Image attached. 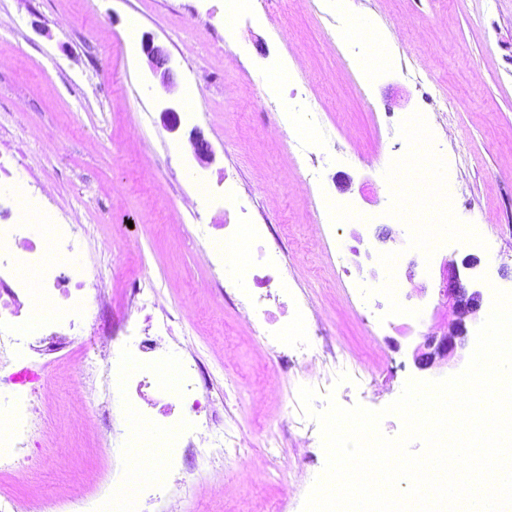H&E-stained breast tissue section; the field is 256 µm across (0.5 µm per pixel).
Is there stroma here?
Returning a JSON list of instances; mask_svg holds the SVG:
<instances>
[{
    "instance_id": "stroma-1",
    "label": "stroma",
    "mask_w": 512,
    "mask_h": 512,
    "mask_svg": "<svg viewBox=\"0 0 512 512\" xmlns=\"http://www.w3.org/2000/svg\"><path fill=\"white\" fill-rule=\"evenodd\" d=\"M363 18L367 38L354 32ZM147 33L170 58L171 89L142 51ZM280 70L286 81L271 83ZM172 99L176 134L161 121ZM420 114L419 147L411 124ZM194 129L214 151L208 166L189 144ZM413 155L428 168L446 162L452 210L400 214L401 196L427 193L411 175L389 181L391 162ZM201 183L209 196L187 209L183 198ZM14 185L58 217L79 215L82 269L113 299L139 287L166 298L174 335L196 343L240 439L223 458L196 457L185 489L148 499L142 512H302L326 454L319 428L284 427L300 387L315 383L321 406L332 397L379 410L408 380L454 375L413 361L420 336L450 318L437 291L443 261L477 258L478 320L494 289L512 292V0H264L230 31L224 0H0V193ZM327 196L368 223L332 219ZM250 222L269 225L280 253L263 272L244 264L242 288L259 292L263 273L318 309L308 338L331 352L316 375L295 348L273 354L225 299L222 264L198 261L208 237ZM440 224L476 238L447 234L437 250L423 248ZM384 227L394 237L383 243ZM393 274L404 284L394 300ZM344 368L351 378L337 383ZM40 376L53 392L33 448L41 464L0 471V490L30 501L53 494L52 512H69V496L93 498L126 477L131 408L166 399L156 389L115 393L110 427L86 433L64 410H94L93 397L80 381ZM301 438L303 455L293 448ZM214 482L224 485L218 503L203 498Z\"/></svg>"
}]
</instances>
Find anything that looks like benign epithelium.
<instances>
[{
	"mask_svg": "<svg viewBox=\"0 0 512 512\" xmlns=\"http://www.w3.org/2000/svg\"><path fill=\"white\" fill-rule=\"evenodd\" d=\"M143 51L161 84L166 88L170 87L172 73L168 55L154 46L153 39L150 37L143 40ZM161 120L169 131H178L180 127L178 104L172 102L165 107L161 112ZM189 142L200 163L212 161L211 145L200 132L191 131ZM476 266L477 260L470 256L463 258L459 263L454 260L444 262L439 296L448 303L451 319L442 330L422 337V341L414 350V363L418 370L426 371L443 364L452 366L462 359L463 353L472 343L470 323L476 319L481 310L483 293L481 289L475 287V283L470 280L466 271Z\"/></svg>",
	"mask_w": 512,
	"mask_h": 512,
	"instance_id": "1",
	"label": "benign epithelium"
}]
</instances>
